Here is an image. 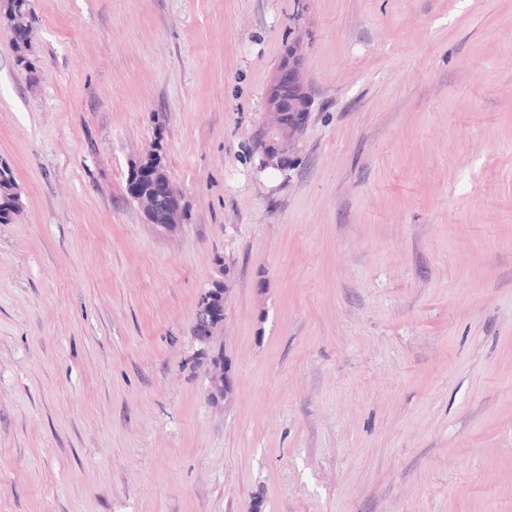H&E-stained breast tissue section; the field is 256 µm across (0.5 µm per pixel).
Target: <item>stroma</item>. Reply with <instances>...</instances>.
Segmentation results:
<instances>
[{
  "instance_id": "obj_1",
  "label": "stroma",
  "mask_w": 512,
  "mask_h": 512,
  "mask_svg": "<svg viewBox=\"0 0 512 512\" xmlns=\"http://www.w3.org/2000/svg\"><path fill=\"white\" fill-rule=\"evenodd\" d=\"M31 4L30 66L0 18V512H512V0ZM294 41L308 127L258 174ZM156 140L170 230L127 192ZM215 315L214 308L208 302H203L197 307L195 314V323H200V334L194 336L195 340L202 346L200 351H205L210 347L212 335L206 336L207 332L212 331V322ZM213 362L214 371L211 375V392L212 399H219L223 394L231 388V378L229 376L228 365L224 363V367L221 366L219 357H214Z\"/></svg>"
}]
</instances>
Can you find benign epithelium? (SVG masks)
Here are the masks:
<instances>
[{
  "mask_svg": "<svg viewBox=\"0 0 512 512\" xmlns=\"http://www.w3.org/2000/svg\"><path fill=\"white\" fill-rule=\"evenodd\" d=\"M305 60L303 46L293 42L274 70L264 101L265 124L259 146L261 171L289 170L295 146L307 127L310 95L304 79ZM214 315V308L208 302L197 307L195 322L200 324V334L195 340L204 351L211 344L208 332L212 331ZM213 365L210 395L218 399L231 388V378L229 368L221 366L220 359H215Z\"/></svg>",
  "mask_w": 512,
  "mask_h": 512,
  "instance_id": "obj_1",
  "label": "benign epithelium"
}]
</instances>
